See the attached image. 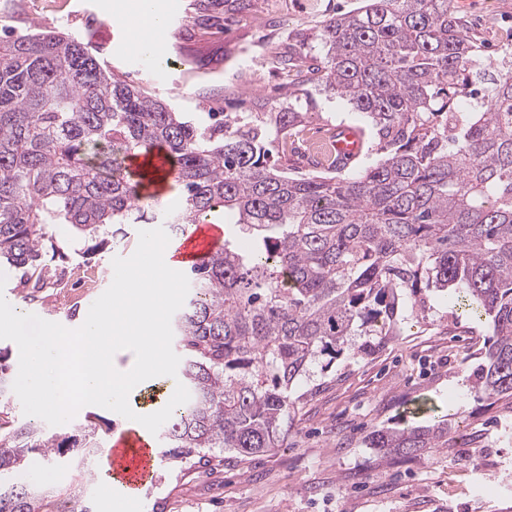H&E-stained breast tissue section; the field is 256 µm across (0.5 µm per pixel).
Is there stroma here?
<instances>
[{"label": "stroma", "mask_w": 512, "mask_h": 512, "mask_svg": "<svg viewBox=\"0 0 512 512\" xmlns=\"http://www.w3.org/2000/svg\"><path fill=\"white\" fill-rule=\"evenodd\" d=\"M119 0H0V23L16 33L33 25L63 27L88 39L104 65L197 121L232 112L252 90L260 112L278 111L288 81L278 68L256 69L255 36L247 14L228 16L229 0H183L174 38L162 42L166 60L117 62L108 33L125 31L113 11ZM356 0H286L287 21L270 20V45L287 54L298 31L314 33L328 16ZM455 11L480 38L488 60L512 34V0H459ZM295 107L310 128L368 126L351 111L307 86ZM137 227L116 245L78 253L58 268L76 295L104 292L114 258L131 256ZM492 334L454 306L450 294L429 291L407 300L393 335L351 337L350 350L312 364L292 385L283 447L241 457L215 452L190 461L163 460L158 486L145 492L147 512H494L512 504V399L487 400L473 389L471 361ZM447 423L448 445L395 464L370 447L372 430Z\"/></svg>", "instance_id": "1"}]
</instances>
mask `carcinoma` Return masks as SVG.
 Instances as JSON below:
<instances>
[{"label":"carcinoma","mask_w":512,"mask_h":512,"mask_svg":"<svg viewBox=\"0 0 512 512\" xmlns=\"http://www.w3.org/2000/svg\"><path fill=\"white\" fill-rule=\"evenodd\" d=\"M280 58L304 81L370 119L384 157L347 175L290 176L274 138L307 123L278 112L186 119L101 64L68 31L0 38V264L23 299L57 274L53 229L108 242L120 226L171 235L231 213L245 235L185 270L174 314L178 380L190 400L159 429L168 459L226 448L242 457L284 443L291 385L369 327L393 332L403 301L453 290L494 338L479 352L475 392L512 397V37L488 69L452 0H360ZM161 148L174 164V209L142 198L125 158ZM0 350V402L13 396ZM443 424L381 428L368 438L394 462L448 445ZM104 448L97 426L45 433L0 414V512H92L82 468ZM71 456L65 486L13 479L27 460Z\"/></svg>","instance_id":"carcinoma-1"}]
</instances>
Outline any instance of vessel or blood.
<instances>
[{"mask_svg":"<svg viewBox=\"0 0 512 512\" xmlns=\"http://www.w3.org/2000/svg\"><path fill=\"white\" fill-rule=\"evenodd\" d=\"M365 139L362 132L351 126L333 129L329 139V153L337 165L357 159L363 152ZM129 170L142 178L141 193L145 196L160 195L163 187L157 174L167 173L171 162L164 151L155 149L134 157L127 162ZM225 228L220 224H195L186 234L177 249L176 257L183 266L195 263L209 247L222 243ZM111 470L112 489L129 500L139 499L142 490L157 483L159 455L155 441L143 438L137 429H128L112 445Z\"/></svg>","mask_w":512,"mask_h":512,"instance_id":"b4317fda","label":"vessel or blood"}]
</instances>
